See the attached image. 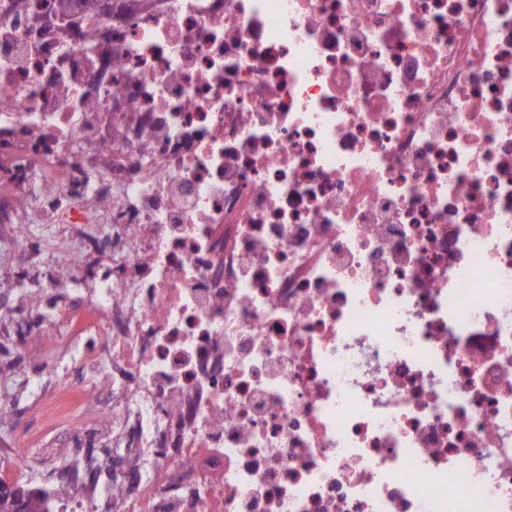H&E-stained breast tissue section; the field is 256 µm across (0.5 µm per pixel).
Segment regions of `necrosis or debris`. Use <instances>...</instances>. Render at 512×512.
Instances as JSON below:
<instances>
[{
    "label": "necrosis or debris",
    "instance_id": "1",
    "mask_svg": "<svg viewBox=\"0 0 512 512\" xmlns=\"http://www.w3.org/2000/svg\"><path fill=\"white\" fill-rule=\"evenodd\" d=\"M19 264L29 512H512V0H0Z\"/></svg>",
    "mask_w": 512,
    "mask_h": 512
}]
</instances>
